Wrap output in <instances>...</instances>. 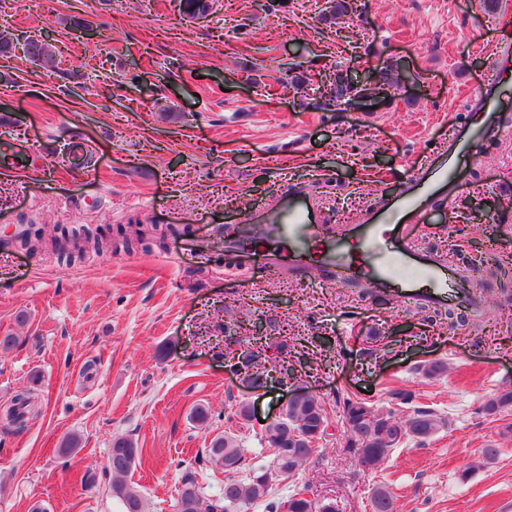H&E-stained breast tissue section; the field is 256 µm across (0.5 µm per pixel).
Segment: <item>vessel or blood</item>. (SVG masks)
<instances>
[{
    "instance_id": "1",
    "label": "vessel or blood",
    "mask_w": 512,
    "mask_h": 512,
    "mask_svg": "<svg viewBox=\"0 0 512 512\" xmlns=\"http://www.w3.org/2000/svg\"><path fill=\"white\" fill-rule=\"evenodd\" d=\"M492 56L491 74L470 97L478 122L454 130L446 146L427 156L415 173L388 193L380 208L362 213L337 237L324 224L322 206L307 182L297 181L278 194L275 204L259 202L232 217L236 233L225 239V252L269 269H287L294 277L315 273L350 280L432 309L447 307L446 288L453 281L458 285V306L480 311L482 299L470 290L465 269L447 263L442 255L417 251L414 239L420 225L431 221L435 201L454 199L474 148L485 137L504 132L502 82L512 68V42L493 44ZM382 239L392 245L388 261L368 262L369 250ZM397 266L413 268L415 277L397 278Z\"/></svg>"
}]
</instances>
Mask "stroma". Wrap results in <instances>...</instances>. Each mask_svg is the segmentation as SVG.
Wrapping results in <instances>:
<instances>
[{"label":"stroma","mask_w":512,"mask_h":512,"mask_svg":"<svg viewBox=\"0 0 512 512\" xmlns=\"http://www.w3.org/2000/svg\"><path fill=\"white\" fill-rule=\"evenodd\" d=\"M351 2L329 27L318 20L325 0H212L201 19L180 0H0V28L21 44L51 31L61 52L50 72L20 52L0 57V148L24 161L0 170V230L176 229L152 251L74 266L0 241V338L13 339L0 350V404L31 387L42 408L25 427L0 423V512H122L106 470L118 435L141 450L129 479L148 512H173L215 434L231 430L247 458L260 455L262 421L285 388L248 389L225 372L224 324L244 316L263 324L270 359L293 368L288 386H306L331 415L316 456L275 482L276 497L304 486L338 512H372L381 486L397 512L512 504V410H484L512 388V308L495 292L481 314L435 323L406 300L226 254L218 235L226 213L273 202L292 175L318 176L325 224L353 223L449 128L475 121L469 97L486 53L512 39L503 0ZM78 17L89 35L72 30ZM339 71L398 79L376 103L323 106L322 83ZM419 244L512 261V142L483 143ZM432 360L447 361L445 376L418 373ZM394 389L448 426L364 470L343 451L338 403L387 411ZM247 401L258 405L248 422L237 414ZM198 406L208 421L192 419ZM73 432L81 446L62 454Z\"/></svg>","instance_id":"1"}]
</instances>
